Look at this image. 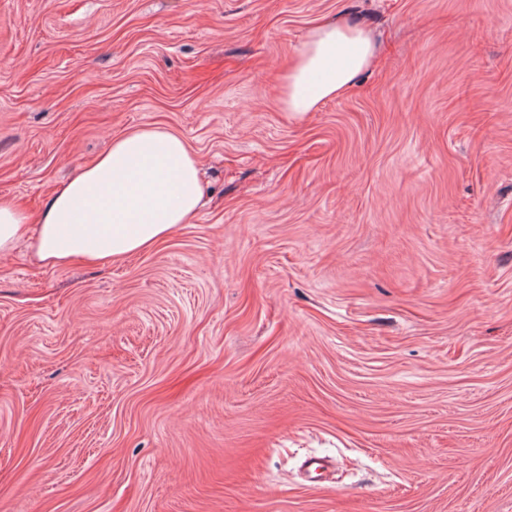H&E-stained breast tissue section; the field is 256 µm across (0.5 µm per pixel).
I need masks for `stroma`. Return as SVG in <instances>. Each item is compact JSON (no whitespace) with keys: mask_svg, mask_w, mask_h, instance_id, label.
Listing matches in <instances>:
<instances>
[{"mask_svg":"<svg viewBox=\"0 0 512 512\" xmlns=\"http://www.w3.org/2000/svg\"><path fill=\"white\" fill-rule=\"evenodd\" d=\"M327 19L377 62L290 116ZM153 125L169 240L0 256V512H512V0H0L1 197Z\"/></svg>","mask_w":512,"mask_h":512,"instance_id":"1","label":"stroma"}]
</instances>
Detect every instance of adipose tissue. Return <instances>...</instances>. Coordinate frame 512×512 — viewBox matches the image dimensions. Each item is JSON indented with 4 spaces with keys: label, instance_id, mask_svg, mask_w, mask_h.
I'll use <instances>...</instances> for the list:
<instances>
[{
    "label": "adipose tissue",
    "instance_id": "ef3b65f1",
    "mask_svg": "<svg viewBox=\"0 0 512 512\" xmlns=\"http://www.w3.org/2000/svg\"><path fill=\"white\" fill-rule=\"evenodd\" d=\"M376 52L373 35L360 26L317 23L282 75L284 111L302 116L345 95ZM202 198L199 160L186 142L163 128H141L113 137L92 165L59 184L37 220L1 197L0 255L26 239L50 266L112 264L163 243Z\"/></svg>",
    "mask_w": 512,
    "mask_h": 512
}]
</instances>
